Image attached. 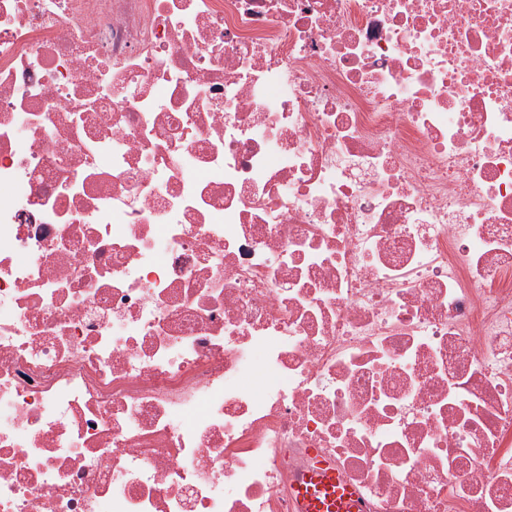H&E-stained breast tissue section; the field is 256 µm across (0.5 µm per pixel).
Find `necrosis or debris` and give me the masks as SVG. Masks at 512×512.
I'll return each mask as SVG.
<instances>
[{"instance_id":"necrosis-or-debris-1","label":"necrosis or debris","mask_w":512,"mask_h":512,"mask_svg":"<svg viewBox=\"0 0 512 512\" xmlns=\"http://www.w3.org/2000/svg\"><path fill=\"white\" fill-rule=\"evenodd\" d=\"M512 512V0H0V512ZM303 512H358L352 491L339 487L336 471L319 460L315 468L304 473L296 486Z\"/></svg>"}]
</instances>
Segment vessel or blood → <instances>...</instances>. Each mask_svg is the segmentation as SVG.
Segmentation results:
<instances>
[{
    "mask_svg": "<svg viewBox=\"0 0 512 512\" xmlns=\"http://www.w3.org/2000/svg\"><path fill=\"white\" fill-rule=\"evenodd\" d=\"M296 491L302 512H358L354 494L339 485L335 469L326 461L304 473Z\"/></svg>",
    "mask_w": 512,
    "mask_h": 512,
    "instance_id": "obj_1",
    "label": "vessel or blood"
}]
</instances>
